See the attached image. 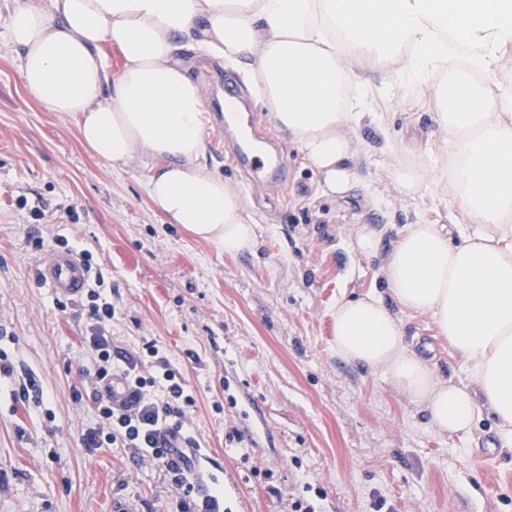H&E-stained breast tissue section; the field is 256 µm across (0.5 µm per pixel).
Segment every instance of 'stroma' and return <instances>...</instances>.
I'll list each match as a JSON object with an SVG mask.
<instances>
[{
    "instance_id": "stroma-1",
    "label": "stroma",
    "mask_w": 512,
    "mask_h": 512,
    "mask_svg": "<svg viewBox=\"0 0 512 512\" xmlns=\"http://www.w3.org/2000/svg\"><path fill=\"white\" fill-rule=\"evenodd\" d=\"M14 4L0 0V349L18 373H35L44 396L13 408L12 381L0 380V512H175L179 498L164 471L127 449L80 444L96 421L91 403L71 398L91 361L89 323L78 304L59 311L36 276L60 236L103 274L114 346L138 353L155 343L186 377L196 399L190 432L229 512H292L298 499L316 512H512V447L500 446L488 410L470 436L438 434L383 374L344 362L332 345L341 300L392 302L380 257L407 226L447 223L458 208L434 94L443 73L414 82L396 63L367 72L382 121L349 128L359 165L342 195L319 193L292 142L285 188L269 191L228 162L223 132L206 127L205 164L257 223L254 252L228 256L151 201L153 158L113 168L82 145L74 120L27 92L8 35ZM181 58L206 103L227 77L249 95L233 65L195 47ZM400 165L423 171L413 189L396 182ZM22 199L44 219H31ZM365 224L381 233L380 256L353 246ZM397 317L437 379L473 384L428 315ZM233 429L244 445L226 440Z\"/></svg>"
}]
</instances>
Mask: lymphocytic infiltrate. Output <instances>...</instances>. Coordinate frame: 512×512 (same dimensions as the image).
I'll return each instance as SVG.
<instances>
[{
  "label": "lymphocytic infiltrate",
  "mask_w": 512,
  "mask_h": 512,
  "mask_svg": "<svg viewBox=\"0 0 512 512\" xmlns=\"http://www.w3.org/2000/svg\"><path fill=\"white\" fill-rule=\"evenodd\" d=\"M83 299V309L92 322L85 343L93 354V363L84 369L83 376L92 391L87 394L82 388H73L72 399L79 404L84 398H91L98 421L82 433V447L128 448L137 460L164 470L175 489L182 493L178 512H224L223 491L195 494L190 471L176 464L168 454L169 449L190 441L186 418L196 399L184 376L155 346H148L143 356L113 346L106 329L116 311L104 294L102 275L90 280ZM114 378L124 385L125 394L119 399L108 386Z\"/></svg>",
  "instance_id": "1"
}]
</instances>
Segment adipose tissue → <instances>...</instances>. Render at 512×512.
Returning a JSON list of instances; mask_svg holds the SVG:
<instances>
[{"instance_id":"adipose-tissue-1","label":"adipose tissue","mask_w":512,"mask_h":512,"mask_svg":"<svg viewBox=\"0 0 512 512\" xmlns=\"http://www.w3.org/2000/svg\"><path fill=\"white\" fill-rule=\"evenodd\" d=\"M17 0L8 31L26 90L70 116L112 167L141 155L159 165L146 189L171 223L222 247L252 251L247 202L209 171L204 89L176 53L189 39L244 67L278 128L318 172L326 194L355 179L347 134L366 95L363 72L392 58L410 73L446 67L465 47L472 71L449 69L443 102L459 207L472 228L410 225L383 263L395 300L341 301L334 347L343 361L382 373L438 433L465 436L479 406L512 447V93L490 77L512 47V0ZM122 58L110 73L105 47ZM430 315L474 372V387L434 377L404 341L396 310Z\"/></svg>"}]
</instances>
